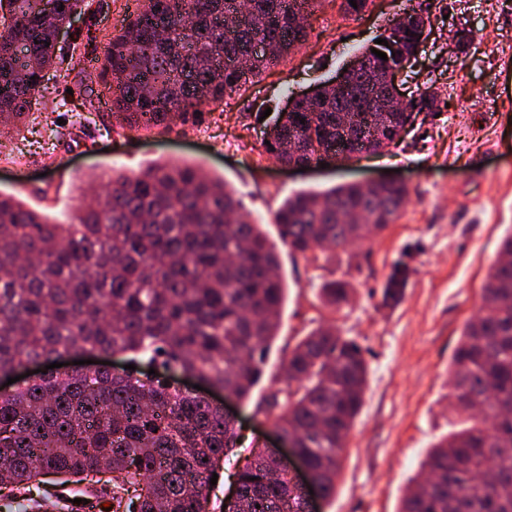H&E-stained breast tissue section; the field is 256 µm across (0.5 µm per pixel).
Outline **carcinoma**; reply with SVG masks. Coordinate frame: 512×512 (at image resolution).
Instances as JSON below:
<instances>
[{"instance_id": "cac0c4a2", "label": "carcinoma", "mask_w": 512, "mask_h": 512, "mask_svg": "<svg viewBox=\"0 0 512 512\" xmlns=\"http://www.w3.org/2000/svg\"><path fill=\"white\" fill-rule=\"evenodd\" d=\"M45 18L32 0H0L13 23L0 29V120L21 131L32 116L45 72L57 64L56 30L92 8L58 0ZM321 0H144L112 37L98 78L109 84L112 118L129 130L170 128L203 105L221 104L308 36ZM267 41L269 55L255 46ZM383 44L354 56L356 70L320 86L311 109L301 101L278 114L266 150L280 163L321 161L346 137L347 152L378 151L363 128L393 135L406 116L430 111L425 91L389 110L390 93L370 72L415 52ZM387 53L382 60L372 50ZM349 120L347 130L336 121ZM106 192L84 199L69 224H54L0 196V375L62 354H121L162 370L188 373L239 399L262 377L276 336L285 283L278 256L258 225L242 215L221 181L171 163L138 173H105ZM410 195L401 185H341L297 194L275 221L300 255L382 233ZM410 268L396 264L383 301H398ZM323 302L347 301L344 282H327ZM288 387L262 412L297 434L324 498L336 491L345 441L363 402L362 347L332 329H316L288 355ZM451 394L468 412L495 391L465 430L432 446L400 512H512V261L496 262L483 303L451 363ZM237 436L224 409L162 375L142 380L94 371H49L0 393V497L43 492L41 476L110 487L112 512H206L210 479ZM258 457L238 474V498L225 512H303L285 472Z\"/></svg>"}]
</instances>
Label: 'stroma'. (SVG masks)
Returning a JSON list of instances; mask_svg holds the SVG:
<instances>
[{"label": "stroma", "instance_id": "35a3bbf8", "mask_svg": "<svg viewBox=\"0 0 512 512\" xmlns=\"http://www.w3.org/2000/svg\"><path fill=\"white\" fill-rule=\"evenodd\" d=\"M98 2L62 48L74 63H62L45 80L36 106L40 119L23 134H0L19 160L0 165V195L69 223L81 186L99 189L96 177L103 172L179 163L224 181L274 244L287 292L262 379L248 400L224 403L241 439L224 458L208 512H223L225 491L257 448L279 449L271 426L255 415L271 392L285 387L288 354L327 325L365 349L369 374L336 493L323 512H398L427 452L467 425L451 406L450 366L463 327L481 305L500 244L512 232V0H428L434 34L400 84L407 94L435 87V112L389 153L303 172L284 169L265 150L274 113L284 109L288 93L334 76L382 34L407 0H374L364 13H344L337 0H323L307 41L245 91L204 107L194 121L152 131L115 126L104 105L109 91L96 77L113 36L141 0ZM80 69L89 77L78 94ZM92 100L97 109L89 108ZM56 121L63 137L47 133ZM73 133L79 142L70 141ZM388 169L407 183L411 200L380 235L352 249L305 257L283 244L275 213L288 196L380 178ZM400 262L411 269L403 298L383 305L382 287ZM333 280L353 289L350 302L335 309L320 298L321 286Z\"/></svg>", "mask_w": 512, "mask_h": 512}]
</instances>
